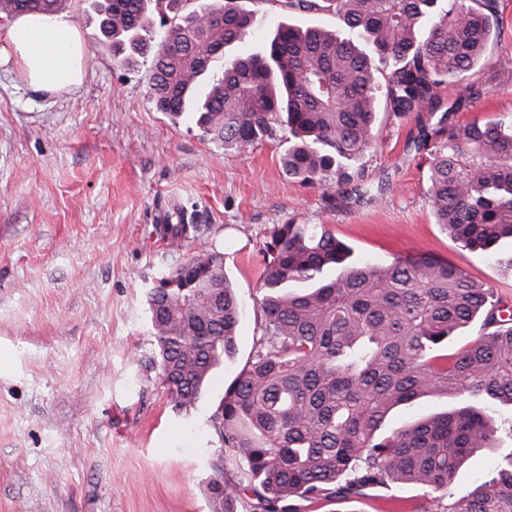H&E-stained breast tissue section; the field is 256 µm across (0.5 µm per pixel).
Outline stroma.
<instances>
[{
	"label": "stroma",
	"mask_w": 512,
	"mask_h": 512,
	"mask_svg": "<svg viewBox=\"0 0 512 512\" xmlns=\"http://www.w3.org/2000/svg\"><path fill=\"white\" fill-rule=\"evenodd\" d=\"M254 14L245 51L278 23L341 30L336 16L239 0ZM87 42L78 88L36 92L0 68V512H210L206 487L220 444L208 429L227 386L263 332V251L277 225L326 227L356 258L426 254L466 270L512 305V246L499 258L459 248L435 224L417 117L379 113L361 160L373 200L335 205L288 177L285 138L224 149L194 122L173 121L147 93L150 56L117 64L91 0L62 7ZM469 81L482 94L457 123L512 112V0ZM385 191H378V184ZM182 207L199 237L176 248L153 232ZM224 252L244 311L236 352L213 370L196 407L175 410L159 370L148 306L152 284L201 247ZM512 438L474 452L444 493L483 482ZM412 484L366 489L321 512H428Z\"/></svg>",
	"instance_id": "stroma-1"
}]
</instances>
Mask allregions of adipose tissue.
<instances>
[{"mask_svg":"<svg viewBox=\"0 0 512 512\" xmlns=\"http://www.w3.org/2000/svg\"><path fill=\"white\" fill-rule=\"evenodd\" d=\"M85 55V39L63 15L17 16L0 43V64L14 63L27 86L46 93L79 86L85 74Z\"/></svg>","mask_w":512,"mask_h":512,"instance_id":"ef3b65f1","label":"adipose tissue"}]
</instances>
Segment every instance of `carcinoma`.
<instances>
[{
  "label": "carcinoma",
  "mask_w": 512,
  "mask_h": 512,
  "mask_svg": "<svg viewBox=\"0 0 512 512\" xmlns=\"http://www.w3.org/2000/svg\"><path fill=\"white\" fill-rule=\"evenodd\" d=\"M60 0H0V14L52 15ZM188 0H93L99 31L120 64L150 43L149 8L174 13L157 44L148 93L175 118L238 152L288 129L281 162L336 204L366 197L355 163L375 146L377 115L439 114L419 123L428 152V200L458 247L495 258L512 241V113L467 124L438 113L480 97L466 82L484 58L498 0H283L299 12L334 13L352 33L277 26L260 52L234 47L252 35L237 0L185 11ZM223 73L193 99L211 62ZM156 231L172 245L196 237L185 211ZM149 293L156 358L170 403L188 412L211 371L236 351L242 308L216 247L190 256ZM260 287L263 335L210 420L235 480L208 483L221 512H314L370 486L414 484L437 512H512V451L471 491L442 504L461 463L495 445L494 415L512 407V323L492 289L427 256L388 264L353 257L328 229L288 222L266 243ZM484 332L448 354L475 320ZM422 397L454 400L443 412L382 432L389 413Z\"/></svg>",
  "instance_id": "obj_1"
}]
</instances>
